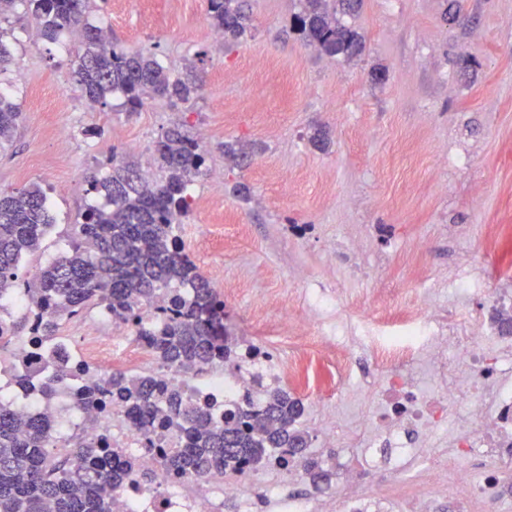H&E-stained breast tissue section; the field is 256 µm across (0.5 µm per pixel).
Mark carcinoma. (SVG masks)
Listing matches in <instances>:
<instances>
[{
	"mask_svg": "<svg viewBox=\"0 0 512 512\" xmlns=\"http://www.w3.org/2000/svg\"><path fill=\"white\" fill-rule=\"evenodd\" d=\"M38 24V36L56 42L67 34L78 38L84 51L73 71L75 82L90 107L107 104L115 93L125 97L127 111L136 112L148 97L191 104L201 85L188 63L182 75L170 76L152 53H127L112 46L102 29L89 27L86 0H23ZM294 26L308 42L329 57H352L364 50L360 33L336 18L354 14L360 0H304ZM213 29L239 39L247 32L243 0H209ZM21 112L0 94V147L12 141ZM158 177L125 160H112L109 175L89 181L90 190L105 203L90 206L82 221L69 225V251L34 273H21L24 261L37 253L53 226L46 193L38 185L15 193H0V297L22 286L28 296V315L0 322V348L19 339L20 330L37 316L41 341L53 340L62 321L90 307L105 309L112 318L130 324L156 359L167 368L209 366L217 350L224 365L238 370L246 356L260 350L223 331L224 301L178 244L175 225L187 214L189 187L202 174L204 151L183 127L169 128L156 145ZM154 305L160 316L143 319L141 305ZM77 368L56 360L39 383L25 371L14 386L25 395L51 401L58 383ZM0 386V512H112L102 487L122 486L132 475L148 481L123 448L80 445L62 459L56 445L66 446L46 417L31 413L1 395ZM117 401L135 427L147 432L175 428L185 446L165 453L164 469L180 479H209L242 474L273 459L290 464L304 459L309 475L320 463L304 458L309 435L299 428L304 412L301 399L287 389L264 384L252 376V389L239 402L224 406L216 417L213 399L193 401L155 375L114 371L85 386L75 396L78 409L103 410Z\"/></svg>",
	"mask_w": 512,
	"mask_h": 512,
	"instance_id": "obj_1",
	"label": "carcinoma"
}]
</instances>
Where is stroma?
<instances>
[{
    "label": "stroma",
    "instance_id": "stroma-1",
    "mask_svg": "<svg viewBox=\"0 0 512 512\" xmlns=\"http://www.w3.org/2000/svg\"><path fill=\"white\" fill-rule=\"evenodd\" d=\"M302 6L248 0L246 36L216 42L208 0H88V21L118 47L154 53L173 76L194 60L203 80L193 106L152 100L131 116L118 94L88 108L78 42H32L22 5L1 17L13 62L0 93L21 119L0 147V192L41 185L56 222L26 268L67 251L68 225L101 204L91 178L116 157L155 170L156 143L179 124L224 188L197 179L177 233L227 325L273 358L294 346L274 308L313 315L318 291L344 315L437 304L461 273L479 285L471 305L512 291V0H362L351 23L365 50L349 59L293 30Z\"/></svg>",
    "mask_w": 512,
    "mask_h": 512
}]
</instances>
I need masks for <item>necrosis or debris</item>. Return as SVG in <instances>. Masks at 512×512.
<instances>
[{
  "label": "necrosis or debris",
  "instance_id": "obj_1",
  "mask_svg": "<svg viewBox=\"0 0 512 512\" xmlns=\"http://www.w3.org/2000/svg\"><path fill=\"white\" fill-rule=\"evenodd\" d=\"M277 316L292 329L295 346L288 363L266 361L268 382L293 381L318 363L357 404L348 422L316 405L309 411L308 425L320 440L340 438L347 447L333 487L341 512H390L397 498L404 512H435L443 490L451 512H512V336L502 335L491 313L473 314L452 300L444 310L375 315L343 333L328 327L316 350L307 344L309 319L285 309ZM44 351L81 365L82 375L70 381L73 391L105 378L118 365L164 372L169 385L185 388L196 399L231 402L252 387L248 370L225 374L220 358L202 371L161 369L124 325L100 336L91 322L39 348L25 337L0 350V380L38 368ZM354 353L369 357L370 376L352 370ZM42 414L79 442L103 439L133 452L140 469L152 472V480L134 477L113 492V512H223L228 500L238 512H253L257 501L275 497L284 480L303 476L275 465L242 476L175 480L162 468L159 454L179 447L175 431L144 434L120 403L107 411L77 412L61 403ZM377 468L393 483L383 499L372 501L359 476Z\"/></svg>",
  "mask_w": 512,
  "mask_h": 512
}]
</instances>
